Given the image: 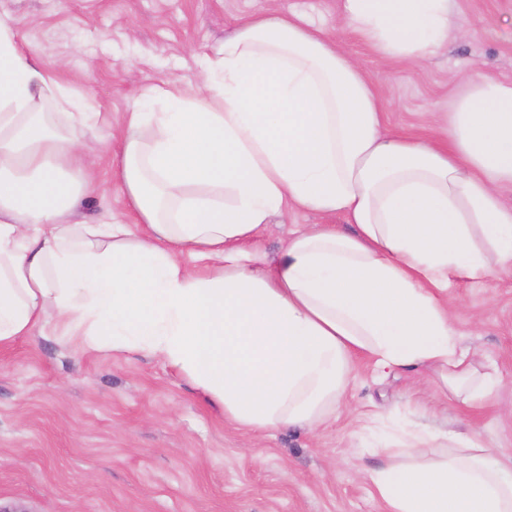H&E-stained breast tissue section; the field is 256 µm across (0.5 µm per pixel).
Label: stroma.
I'll list each match as a JSON object with an SVG mask.
<instances>
[{
	"instance_id": "35a3bbf8",
	"label": "stroma",
	"mask_w": 512,
	"mask_h": 512,
	"mask_svg": "<svg viewBox=\"0 0 512 512\" xmlns=\"http://www.w3.org/2000/svg\"><path fill=\"white\" fill-rule=\"evenodd\" d=\"M471 29L414 64L383 59L354 35L340 49L362 62L385 104V124L431 139L454 91L490 75L512 81V0H459ZM294 10L331 30L337 0H0L44 65L101 114L86 136L100 195L83 211L99 223L126 210L112 180V123L142 86L196 79L208 46L247 15ZM341 214L275 218L256 246L276 255L297 224ZM448 305L464 347L493 364L502 388L473 409L410 372L381 375L363 356L335 416L314 431L254 435L225 422L186 378L143 355L82 348L50 323L0 346V503L23 512H384L368 478L392 426L426 413L433 428H476L512 453V274L457 279Z\"/></svg>"
}]
</instances>
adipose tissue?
Instances as JSON below:
<instances>
[{
  "mask_svg": "<svg viewBox=\"0 0 512 512\" xmlns=\"http://www.w3.org/2000/svg\"><path fill=\"white\" fill-rule=\"evenodd\" d=\"M338 33L288 12L244 18L193 83L142 88L115 127L132 223L72 215L97 195L80 136L100 115L0 16V345L50 322L89 349L146 354L226 420L317 429L350 360L413 371L469 407L501 379L464 349L445 294L512 272V82L455 92L438 140L387 128L349 31L382 58L441 54L458 0H339ZM303 225L274 256L273 216ZM369 473L386 512H512V456L477 432L414 428ZM341 214H321L312 211H294L274 219L273 224L256 238V246L268 256H274L288 237L294 224H344Z\"/></svg>",
  "mask_w": 512,
  "mask_h": 512,
  "instance_id": "obj_1",
  "label": "adipose tissue"
}]
</instances>
